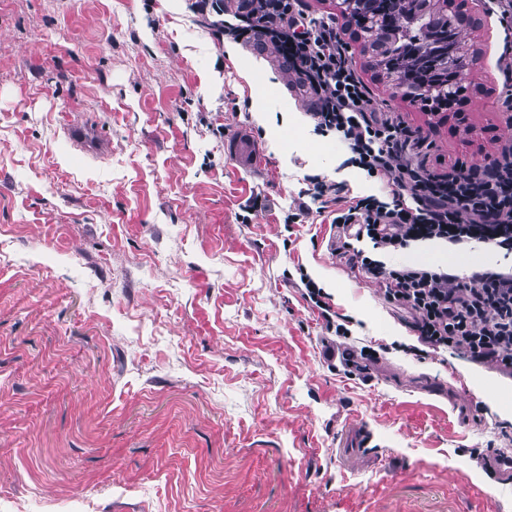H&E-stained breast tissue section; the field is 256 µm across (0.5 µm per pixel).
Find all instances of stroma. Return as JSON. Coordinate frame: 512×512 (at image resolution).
Listing matches in <instances>:
<instances>
[{
	"label": "stroma",
	"instance_id": "stroma-1",
	"mask_svg": "<svg viewBox=\"0 0 512 512\" xmlns=\"http://www.w3.org/2000/svg\"><path fill=\"white\" fill-rule=\"evenodd\" d=\"M339 2L305 5L335 15L374 106L424 138L428 165L481 166L512 141L483 0L464 8L477 62L435 112L378 77ZM192 3L0 0V512H512V478L489 466L512 446V378L405 353L411 318L331 250V214L286 223L310 176L344 185L341 208L385 187L314 132L275 48L227 55ZM202 112L249 128L253 169ZM76 115L107 157L68 141ZM351 426L371 452L343 447ZM301 283L304 286L305 292H303V296L308 298L310 302H312L318 309L321 310V314L323 317L327 319L328 322L330 318L331 306L325 299H328L323 292V288L320 287L310 276L307 274H301L300 277Z\"/></svg>",
	"mask_w": 512,
	"mask_h": 512
}]
</instances>
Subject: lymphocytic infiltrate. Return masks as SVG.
<instances>
[{"label": "lymphocytic infiltrate", "instance_id": "obj_1", "mask_svg": "<svg viewBox=\"0 0 512 512\" xmlns=\"http://www.w3.org/2000/svg\"><path fill=\"white\" fill-rule=\"evenodd\" d=\"M194 11L216 40L264 35L309 93L315 132L347 142L356 168L388 188V198L370 194L336 209L332 247L413 316L418 343L409 353L444 348L511 378L512 268L462 276L447 264L393 265L385 257L419 244L478 245L511 257L512 144L478 169L429 170L426 145L402 116L371 109L335 19L310 14L303 0H239L231 23L224 0H194Z\"/></svg>", "mask_w": 512, "mask_h": 512}]
</instances>
